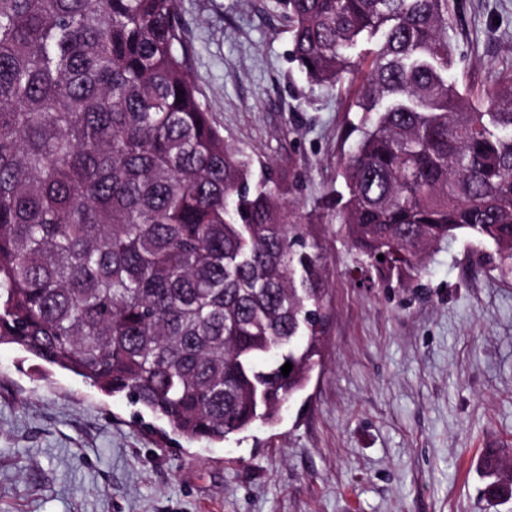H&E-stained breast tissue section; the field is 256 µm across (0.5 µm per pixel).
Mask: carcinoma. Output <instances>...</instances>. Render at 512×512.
Segmentation results:
<instances>
[{"label":"carcinoma","instance_id":"cac0c4a2","mask_svg":"<svg viewBox=\"0 0 512 512\" xmlns=\"http://www.w3.org/2000/svg\"><path fill=\"white\" fill-rule=\"evenodd\" d=\"M274 8L309 85L358 82L343 188L316 212L360 283L409 286L459 238L512 278V69L478 105L448 80L449 0ZM180 31L177 0H0V344L218 443L276 425L310 383L329 283L290 166L254 179Z\"/></svg>","mask_w":512,"mask_h":512}]
</instances>
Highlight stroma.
Masks as SVG:
<instances>
[{
    "label": "stroma",
    "instance_id": "obj_1",
    "mask_svg": "<svg viewBox=\"0 0 512 512\" xmlns=\"http://www.w3.org/2000/svg\"><path fill=\"white\" fill-rule=\"evenodd\" d=\"M448 78L481 96L512 68V0H453ZM188 68L225 138L291 162L302 213L336 185L350 119L310 86L271 0H180ZM323 357L278 425L222 443L144 427L127 400L0 345V512H512V279L492 247L441 246L411 286L362 288L330 218Z\"/></svg>",
    "mask_w": 512,
    "mask_h": 512
}]
</instances>
